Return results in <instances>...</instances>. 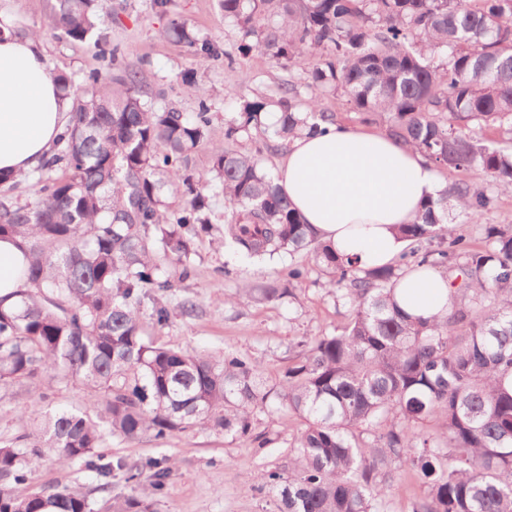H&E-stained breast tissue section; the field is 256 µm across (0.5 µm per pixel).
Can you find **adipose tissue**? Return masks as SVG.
I'll use <instances>...</instances> for the list:
<instances>
[{
  "label": "adipose tissue",
  "instance_id": "adipose-tissue-1",
  "mask_svg": "<svg viewBox=\"0 0 512 512\" xmlns=\"http://www.w3.org/2000/svg\"><path fill=\"white\" fill-rule=\"evenodd\" d=\"M71 101L50 77L38 38L0 37V174L38 167L68 124ZM292 207L343 258L360 267L393 262L406 243L397 225L410 223L442 183L421 153L381 132L330 123L325 134L294 138L275 172ZM27 257L18 240L0 238V297L25 286ZM400 305L432 315L448 301L446 279L433 271L406 274Z\"/></svg>",
  "mask_w": 512,
  "mask_h": 512
}]
</instances>
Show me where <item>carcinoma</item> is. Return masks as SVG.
<instances>
[{
	"mask_svg": "<svg viewBox=\"0 0 512 512\" xmlns=\"http://www.w3.org/2000/svg\"><path fill=\"white\" fill-rule=\"evenodd\" d=\"M241 33L227 65L260 51L306 74L307 87L340 90L365 118L439 168L474 172L397 225L407 248L389 265L343 261L291 208L256 154L211 148L210 173L190 169L208 139L211 103L186 72L197 112L156 108L140 90L143 62L102 31V0H54L62 39L93 41L101 68L84 79L50 72L71 98L68 128L52 154L20 178H0V238L28 250L26 288L0 298V382L61 370L93 392L83 411H51L20 444L0 445V512H95L68 487L17 495L46 456L81 463L103 480L136 482L143 467L97 453L106 435L166 439L189 429L252 433V410L276 396L304 421L288 468L255 475L276 493L277 512H380L410 473L427 488L411 512H512V225L483 224L512 188V0H220ZM201 56L216 46L173 19L164 31ZM275 105L272 134L290 140L334 121L303 110L298 86L240 102L224 128L231 144ZM27 183L28 198L20 188ZM174 189L183 205L171 210ZM224 196V240L250 258L301 253L287 284L247 288L259 302L294 296L307 266L330 276L351 308L342 328L302 340L275 386L249 359L148 343L138 309L174 288L162 268L180 263L194 238L212 233L209 196ZM471 223L477 236L457 233ZM442 268L444 312L413 315L397 302L408 272ZM376 434L367 443L363 434ZM168 459L146 466L164 488ZM115 497L104 512H148Z\"/></svg>",
	"mask_w": 512,
	"mask_h": 512,
	"instance_id": "carcinoma-1",
	"label": "carcinoma"
}]
</instances>
